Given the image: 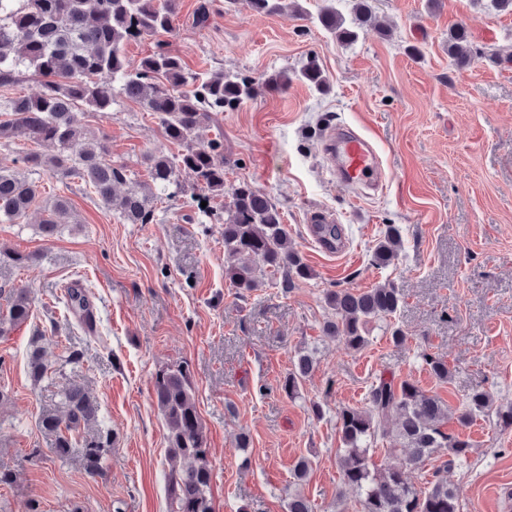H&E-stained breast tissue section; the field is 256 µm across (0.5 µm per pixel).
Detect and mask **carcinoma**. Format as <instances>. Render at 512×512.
<instances>
[{
  "label": "carcinoma",
  "instance_id": "obj_1",
  "mask_svg": "<svg viewBox=\"0 0 512 512\" xmlns=\"http://www.w3.org/2000/svg\"><path fill=\"white\" fill-rule=\"evenodd\" d=\"M244 2L258 15H272L282 9L281 0H230ZM180 0H0V141L22 130L37 147L50 146L46 155L36 150L19 158L30 169L49 171L60 180L74 177L106 205H113L126 224H149L153 205L182 192L177 176L192 172L201 189L224 193V144L202 141L200 128L212 113L233 108L255 95L254 83L233 80L222 73L209 77L185 71L182 60L162 41L131 69L125 61V46L139 38L173 30ZM356 26L347 27L331 5L321 8L322 26L342 42L351 43L359 30L372 22L370 0H356ZM481 55L468 35L458 27L448 37V56L465 64ZM30 73L40 79L42 91L36 97L7 93ZM299 78L316 88L324 79L319 64L310 60ZM129 100L157 115L166 140L179 147L176 153L157 150L148 156L150 182L132 180L126 167L112 164L107 145L87 136L79 118L86 107L97 112L112 109L119 100ZM128 185L115 198L114 185ZM39 193L38 185L19 167H0V222H13L25 215ZM69 203L57 196L39 224L45 237L57 234L68 220ZM400 227L385 226L373 251V262L390 265L399 254ZM283 275V287L312 277L310 267L288 245V231L279 207L265 193L248 183L232 189L224 203V274L240 292H251ZM7 302L0 315V337L34 317V299L23 287L0 288ZM332 317L324 322L326 336L341 341L348 349L360 351L370 340V324L396 314L401 294L393 286H377L353 292L346 288L326 293ZM63 304L78 323L91 316L92 302L87 290L68 287ZM33 331L27 371L37 383L47 377L39 342ZM425 369L439 382L452 377L448 362L439 356L422 354ZM282 390L294 397L316 366L309 351H298L291 361ZM154 397L166 425L167 450L181 465L164 474L170 512H215L209 448L188 366L161 370L154 377ZM63 412L44 410L38 418L42 432L53 438L51 453L59 460L78 452L85 472L102 474L103 463L115 441L100 419L94 396L78 383L62 387ZM449 407L409 379L400 382L379 377L370 386L367 406H342L336 410L340 449L341 480L356 494L360 512H460L461 505L444 473L467 465L472 445L459 433L448 431ZM495 412L497 423L512 427V403L494 406L485 389L469 393L457 413L462 427L478 415ZM396 425L393 447L388 454L404 453L403 462L380 464L373 459V444L385 435L386 425ZM440 460L429 486L416 488L407 481L406 469L430 457ZM288 512H313L304 495L288 494Z\"/></svg>",
  "mask_w": 512,
  "mask_h": 512
}]
</instances>
